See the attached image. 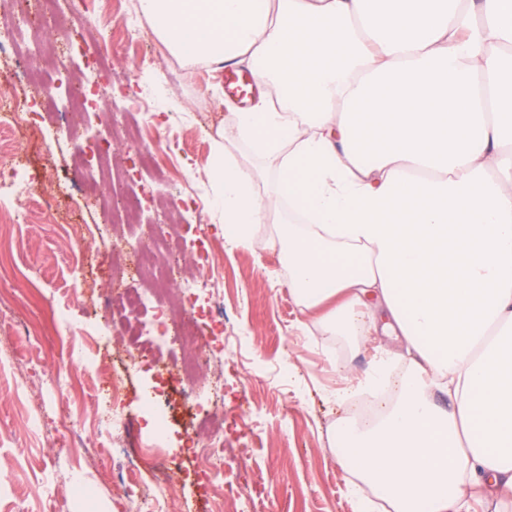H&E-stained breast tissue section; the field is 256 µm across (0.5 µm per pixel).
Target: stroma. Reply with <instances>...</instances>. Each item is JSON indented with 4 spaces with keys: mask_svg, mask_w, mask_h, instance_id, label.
<instances>
[{
    "mask_svg": "<svg viewBox=\"0 0 512 512\" xmlns=\"http://www.w3.org/2000/svg\"><path fill=\"white\" fill-rule=\"evenodd\" d=\"M107 0H56L53 28L29 31L18 50L38 41H50L66 58L70 75L81 74L86 60L73 54L83 24H90L100 48L111 51L115 110L151 113L148 141L159 152L173 150L175 164L166 170L165 182L153 171L132 167L125 160L123 131L112 128V114L89 112L84 124L88 133L112 136V177L104 185L108 202L137 203L134 232L149 231L160 223L159 197L190 191L195 199L180 214L178 238L182 250L172 255L171 268H178L184 253L206 245L218 258L214 274L215 296L224 312V331L210 343L200 360V375L214 377L224 369V437L226 450L243 454L239 473H225L228 482L246 479V488L258 503L259 512H356L345 494L347 474L328 441V431L340 419L352 418L354 401L336 404L330 391L346 384L345 373L362 376L373 363L376 348L397 351L395 337H379L376 344H362L349 336H331L321 328L301 335L296 323L302 313L288 290L287 262L275 241L277 225L256 228L252 247L241 248L216 236L217 206L210 188L211 138L227 113L224 90L214 67L177 61L138 17L139 0H124L126 14L139 20L136 50L103 22ZM0 147L24 165L27 178L44 181L59 174L60 212L56 220L33 213L27 224L11 229L0 248L11 260L4 285L11 304V317L0 322V342L15 347L17 366L28 380V393H17L10 373L0 374V512H45L42 486L51 479L66 480L76 474L86 493L66 495L63 512H135L134 502H123L124 483L115 449L97 427L92 387L73 394L47 395L44 370L65 360L70 346L92 353L108 348L115 367H122L128 354L118 339L111 317L100 320L99 336H41L31 344L19 338L28 325L49 322L53 310H79L103 306L106 294L121 290L132 273L112 266L104 252L108 226L102 210L82 194L74 174L72 132L56 116L45 117L39 128L0 133ZM85 259L86 285L76 286L70 268L77 257ZM37 267L43 287L36 288L23 277V270ZM160 378L149 362L123 379V407L128 417L127 446L153 444L146 425L142 400ZM47 399L69 412L83 413L85 426L72 439V454L55 455L64 431L54 415L46 421L48 437L32 438L24 429L20 410L25 398ZM96 451L94 463L85 460V449ZM199 463L188 460L175 473L167 489L175 512H228L226 505L199 495L195 473Z\"/></svg>",
    "mask_w": 512,
    "mask_h": 512,
    "instance_id": "obj_1",
    "label": "stroma"
}]
</instances>
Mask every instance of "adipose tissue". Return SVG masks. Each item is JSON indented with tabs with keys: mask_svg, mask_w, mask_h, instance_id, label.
<instances>
[{
	"mask_svg": "<svg viewBox=\"0 0 512 512\" xmlns=\"http://www.w3.org/2000/svg\"><path fill=\"white\" fill-rule=\"evenodd\" d=\"M139 6L171 55L248 63L273 92L212 139L218 233L249 247L283 225L288 288L315 316L300 332L406 344L396 399L331 432L359 512H468L469 486L511 498L512 0Z\"/></svg>",
	"mask_w": 512,
	"mask_h": 512,
	"instance_id": "1",
	"label": "adipose tissue"
}]
</instances>
